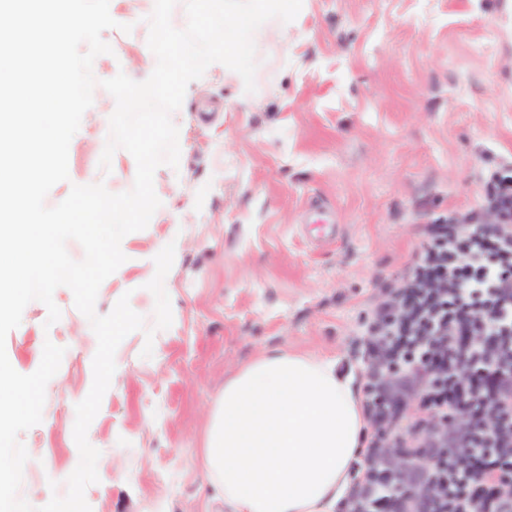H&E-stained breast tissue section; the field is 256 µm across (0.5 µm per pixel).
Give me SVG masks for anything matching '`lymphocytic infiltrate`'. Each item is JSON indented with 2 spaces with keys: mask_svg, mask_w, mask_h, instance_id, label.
<instances>
[{
  "mask_svg": "<svg viewBox=\"0 0 512 512\" xmlns=\"http://www.w3.org/2000/svg\"><path fill=\"white\" fill-rule=\"evenodd\" d=\"M487 208L497 223L421 225L403 286L370 307L361 410L377 477L353 478L345 512H512V175L495 177ZM431 451L446 472L420 465ZM403 462L404 495L383 503L377 483Z\"/></svg>",
  "mask_w": 512,
  "mask_h": 512,
  "instance_id": "lymphocytic-infiltrate-1",
  "label": "lymphocytic infiltrate"
}]
</instances>
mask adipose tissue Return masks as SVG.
Wrapping results in <instances>:
<instances>
[{"instance_id":"obj_1","label":"adipose tissue","mask_w":512,"mask_h":512,"mask_svg":"<svg viewBox=\"0 0 512 512\" xmlns=\"http://www.w3.org/2000/svg\"><path fill=\"white\" fill-rule=\"evenodd\" d=\"M363 427L353 370L267 351L225 382L203 463L231 512H336Z\"/></svg>"}]
</instances>
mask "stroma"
<instances>
[{"mask_svg": "<svg viewBox=\"0 0 512 512\" xmlns=\"http://www.w3.org/2000/svg\"><path fill=\"white\" fill-rule=\"evenodd\" d=\"M155 0H110L117 21L97 79H147ZM131 32H122V25ZM256 90L220 63L192 81L172 120L178 168L154 175L161 205L127 235V260L99 289L108 314L122 295L154 324L145 285L174 244L164 280L173 322L142 357L143 332L115 352L111 386L88 430L100 452L92 512H227L201 464L224 383L262 352L339 359L364 368L370 300L400 287L418 227L477 212L486 180L512 163V0H303L292 22L271 19L254 39ZM114 98L103 88L69 147L72 185H133L136 163L99 159ZM61 319L30 302L6 338L13 368L39 366L45 342L64 347L46 386L42 421L20 434L29 459L19 491L32 506L65 494L79 462L75 406L88 394L97 339L57 288Z\"/></svg>", "mask_w": 512, "mask_h": 512, "instance_id": "1", "label": "stroma"}]
</instances>
